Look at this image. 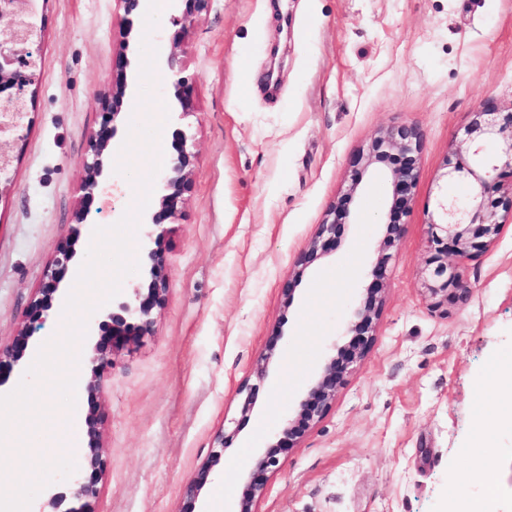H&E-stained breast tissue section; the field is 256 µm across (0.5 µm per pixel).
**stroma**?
Masks as SVG:
<instances>
[{
	"instance_id": "35a3bbf8",
	"label": "stroma",
	"mask_w": 512,
	"mask_h": 512,
	"mask_svg": "<svg viewBox=\"0 0 512 512\" xmlns=\"http://www.w3.org/2000/svg\"><path fill=\"white\" fill-rule=\"evenodd\" d=\"M38 20L30 130L14 148L16 188L0 196V343L28 323L58 248L75 259L5 394L60 334L92 242L73 214L123 36L115 0H38ZM181 59L196 78L198 158L164 245L172 289L152 335L114 346L101 396L80 391L70 412L44 395L50 415L29 454L82 461L92 413L108 457L94 512H233L329 349L350 352L343 324L393 220L402 236L374 343L323 417L281 451L257 510L465 512L482 500L512 512V428L493 426L498 379L512 373V223L468 261L467 302L434 308L422 286L437 199L463 192L446 182L447 156L471 112L512 108V0H210ZM399 124L422 135L410 209L390 213L380 169L360 201L346 200L354 157ZM339 203L350 224L285 300L283 281ZM246 383L259 388L247 414ZM204 467L216 479L188 498Z\"/></svg>"
}]
</instances>
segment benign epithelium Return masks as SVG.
<instances>
[{"instance_id": "1", "label": "benign epithelium", "mask_w": 512, "mask_h": 512, "mask_svg": "<svg viewBox=\"0 0 512 512\" xmlns=\"http://www.w3.org/2000/svg\"><path fill=\"white\" fill-rule=\"evenodd\" d=\"M123 11L124 41L115 59L116 75L112 82V96L101 106V121L88 138V149L83 159L85 176L79 185L82 206L76 212L74 223H85L95 200L112 195V179L105 178L104 159L108 149L118 139L122 123L124 101L132 97L128 74L134 67V45L140 40L134 22L141 13V0H116ZM172 25L175 32L173 51L159 59V64L170 72L169 92L172 113L177 127L172 132V152L168 163L157 175L158 204L143 216L146 226L143 252L146 260L145 280L131 286L125 297L94 312L87 326L90 336H109L114 344L130 336H146L154 327L153 310L163 304L169 290L170 278L163 243L170 233L168 225L179 216L183 195L192 183L197 155L187 119L195 114V77L186 74L176 48L200 15L207 10L210 0H171ZM8 26L6 37H0V196L14 186L12 175L14 144L24 138L29 123L26 92L40 76V45L42 28L34 21L33 0H0V23ZM496 149L488 151V145ZM421 149L419 131L406 124L392 126L375 137L367 151L353 161L354 175L347 190L353 198L360 188L363 174L377 164H387L386 175L391 180L390 210L403 213L411 203V191L419 175L418 155ZM446 176L454 183H464L468 195L464 198L445 194L440 197L436 217L428 223V257L424 267V286L435 306L453 297L466 301L471 288L464 276V263L476 251L493 246L504 226L498 213L486 205V200L497 191L496 172L502 167L512 169V111L482 109L470 114L464 126V139L451 156L446 158ZM336 219H326L318 225L309 248L296 262L298 270L282 284L286 299L293 298L304 270L324 254L327 241L336 237ZM402 235L399 224H384L373 276L383 278L386 251L395 246ZM74 258L73 250L57 251L54 268L47 271L49 284L58 286L56 270L65 269ZM383 305L382 288L367 289L366 296L353 307L345 323L344 335L353 336L354 347L350 357L342 354L326 358L319 373L299 401L294 414L288 418L280 435L267 445L256 458L249 473L248 488L234 512H256L258 493L263 489L262 476L279 468L278 453L286 441L293 443L325 414L336 396V389L351 372L350 364L360 362L369 352L376 331V321ZM91 377L87 391L92 396L103 393V372L111 365L110 349L98 343L89 356ZM89 446L85 449L80 469L71 476L70 494L53 493L50 503L60 512H92V502L100 494L99 477L107 468V459L98 444L96 416L86 418ZM210 482V468L200 469L186 485L185 494L196 498Z\"/></svg>"}]
</instances>
